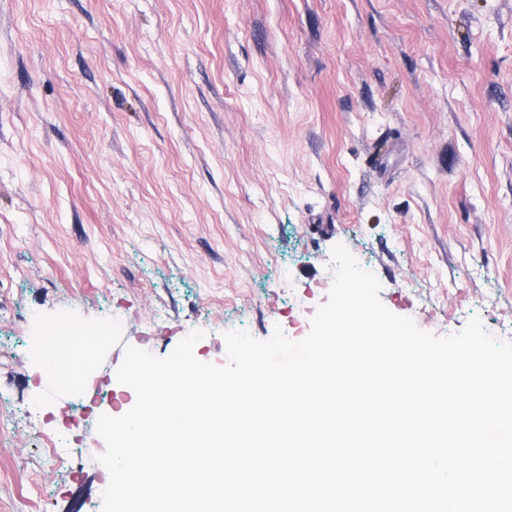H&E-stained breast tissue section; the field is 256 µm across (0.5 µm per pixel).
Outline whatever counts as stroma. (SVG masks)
<instances>
[{"mask_svg":"<svg viewBox=\"0 0 512 512\" xmlns=\"http://www.w3.org/2000/svg\"><path fill=\"white\" fill-rule=\"evenodd\" d=\"M339 243L421 330L512 340V0H0V512H101L126 347L301 340ZM63 323L119 336L81 400Z\"/></svg>","mask_w":512,"mask_h":512,"instance_id":"stroma-1","label":"stroma"}]
</instances>
